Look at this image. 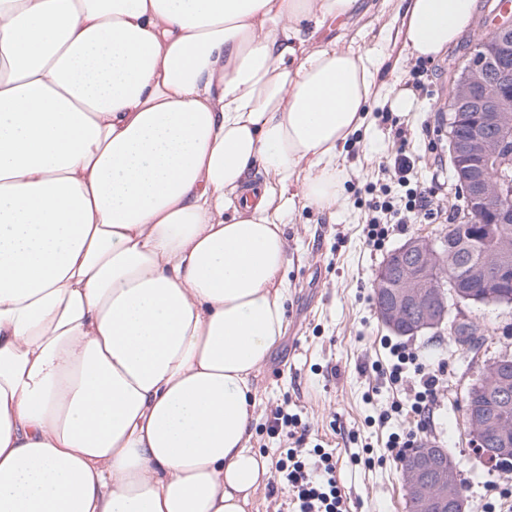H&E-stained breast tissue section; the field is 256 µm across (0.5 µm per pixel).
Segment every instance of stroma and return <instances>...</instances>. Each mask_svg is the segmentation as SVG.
I'll return each mask as SVG.
<instances>
[{
	"label": "stroma",
	"mask_w": 512,
	"mask_h": 512,
	"mask_svg": "<svg viewBox=\"0 0 512 512\" xmlns=\"http://www.w3.org/2000/svg\"><path fill=\"white\" fill-rule=\"evenodd\" d=\"M398 6V0H359L358 22L324 25L312 44L323 47L337 41L367 50L381 41L382 30H389L388 59L378 78L390 86H408L415 62L407 58L399 34ZM492 6L493 0H478L472 28L430 61V95L418 96L417 110L398 116L416 158L414 183L437 188V219L395 225L384 250L367 243L369 212L354 191L384 182L379 164L394 147L391 124L384 121L383 106L377 101L368 104L365 125L346 147L343 206L329 214L301 201L285 216L287 325L257 375L251 445L269 461H277L279 442L267 435L266 419L278 407L299 414L309 427L311 443L335 449L337 478L350 498L351 512H408L401 464L384 453L391 433L416 427L409 395L390 386L380 373L390 364V341L405 342L421 362L445 368L427 437L447 448L456 461L466 487L467 512H487L488 481L499 482L504 490L512 488V479L471 450L464 430L462 406L477 376V363L449 339L447 329L400 337L381 322L375 302L376 274L388 252L416 235L445 234L453 211L463 205L451 187L448 80L461 71L484 33ZM464 311L488 332L480 360L512 355V305L468 304ZM395 400L402 403V412H391Z\"/></svg>",
	"instance_id": "obj_1"
}]
</instances>
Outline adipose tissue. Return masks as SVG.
I'll list each match as a JSON object with an SVG mask.
<instances>
[{"mask_svg": "<svg viewBox=\"0 0 512 512\" xmlns=\"http://www.w3.org/2000/svg\"><path fill=\"white\" fill-rule=\"evenodd\" d=\"M358 0H0V512H247L288 193L344 204L384 44ZM439 57L476 0H403ZM263 179L254 202L228 203Z\"/></svg>", "mask_w": 512, "mask_h": 512, "instance_id": "1", "label": "adipose tissue"}]
</instances>
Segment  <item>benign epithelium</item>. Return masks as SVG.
Instances as JSON below:
<instances>
[{
    "label": "benign epithelium",
    "mask_w": 512,
    "mask_h": 512,
    "mask_svg": "<svg viewBox=\"0 0 512 512\" xmlns=\"http://www.w3.org/2000/svg\"><path fill=\"white\" fill-rule=\"evenodd\" d=\"M493 33L481 37L469 56L463 74L452 75L448 83V106L455 112L454 126L465 125L468 135L449 134L448 147L455 178L467 189L465 222L475 212L488 214V223L477 225L478 234L494 235L501 224H512V181L499 174L492 181L487 161L512 160V140L503 134L509 127L512 103L504 95L512 94V13L495 8ZM512 252L506 238H495L494 247L481 264L470 269V276L486 279L491 267L501 266ZM404 262L389 278H377L376 291L381 298L380 317L389 327L403 334L415 335L434 329L448 320V296L457 304H467L472 296L459 287L448 289L443 278L448 241L414 237L396 252ZM481 384L493 386L500 400H512V361L498 359L487 366ZM468 430L481 444L478 435L492 431L502 434L495 448L486 449L492 460L512 456V416L489 415L471 403ZM404 491L414 512H466V497L458 481V471L446 449L434 442H424L413 453V463L404 469Z\"/></svg>",
    "instance_id": "1"
}]
</instances>
